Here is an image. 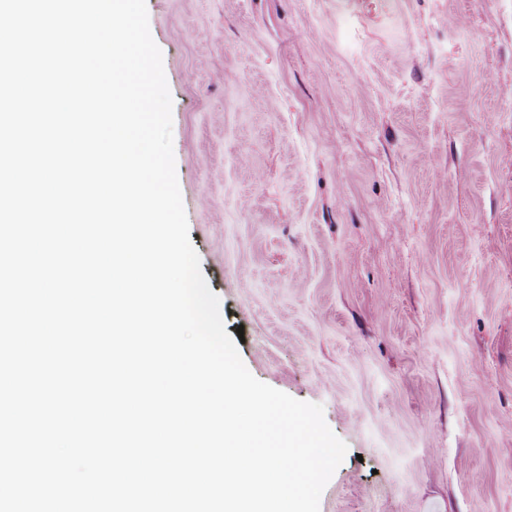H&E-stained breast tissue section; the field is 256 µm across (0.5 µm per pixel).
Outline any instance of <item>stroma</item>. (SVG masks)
<instances>
[{"instance_id": "1", "label": "stroma", "mask_w": 512, "mask_h": 512, "mask_svg": "<svg viewBox=\"0 0 512 512\" xmlns=\"http://www.w3.org/2000/svg\"><path fill=\"white\" fill-rule=\"evenodd\" d=\"M210 290L347 451L319 512H512V0H146Z\"/></svg>"}]
</instances>
